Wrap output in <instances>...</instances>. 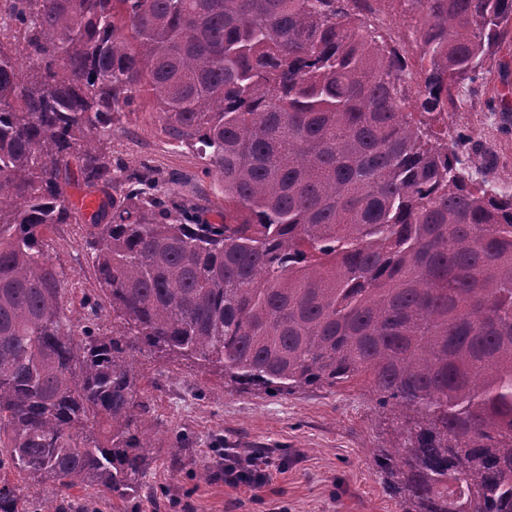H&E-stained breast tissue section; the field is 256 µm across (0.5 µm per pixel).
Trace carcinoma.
<instances>
[{
	"label": "carcinoma",
	"instance_id": "1",
	"mask_svg": "<svg viewBox=\"0 0 512 512\" xmlns=\"http://www.w3.org/2000/svg\"><path fill=\"white\" fill-rule=\"evenodd\" d=\"M396 4L413 57L370 20ZM0 5V512L146 492L145 349L281 396L365 376L403 512H512V193L448 130L512 0ZM145 92L221 183L224 223L112 152ZM74 183L102 194L87 218ZM55 224L83 226L94 258L101 296L76 321Z\"/></svg>",
	"mask_w": 512,
	"mask_h": 512
}]
</instances>
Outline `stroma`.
I'll use <instances>...</instances> for the list:
<instances>
[{"label": "stroma", "mask_w": 512, "mask_h": 512, "mask_svg": "<svg viewBox=\"0 0 512 512\" xmlns=\"http://www.w3.org/2000/svg\"><path fill=\"white\" fill-rule=\"evenodd\" d=\"M486 66L485 84L462 91V107L448 123L492 148V183L512 192V121L486 105L512 86V48L501 46ZM112 145L127 160L147 159L162 172L179 174V192L197 198L210 208V221H219L220 187L204 175L193 150L164 134L153 97H140L113 130ZM49 242L51 260L67 278L71 316L80 318L83 300L98 293L91 253L76 224L60 225ZM134 366L151 407L147 437L153 459L149 491L136 512H402L373 460L390 431L388 411L368 382L273 397L239 391L221 371L173 354L145 351ZM177 436L184 450L176 468L169 448ZM218 448L265 449L274 461L269 483L253 492L225 485L213 466Z\"/></svg>", "instance_id": "stroma-1"}]
</instances>
